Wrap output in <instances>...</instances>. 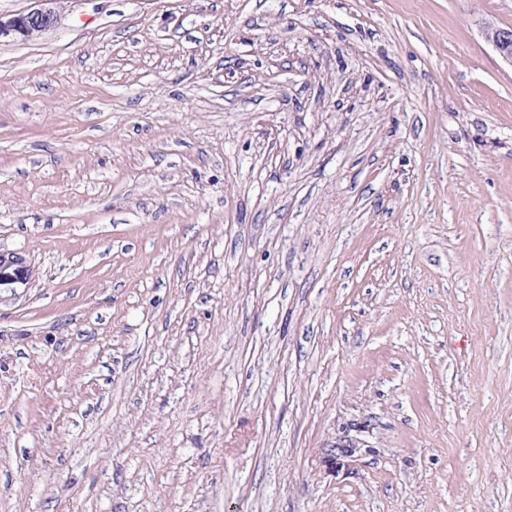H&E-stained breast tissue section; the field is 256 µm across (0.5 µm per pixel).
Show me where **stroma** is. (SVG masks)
<instances>
[{"label":"stroma","mask_w":512,"mask_h":512,"mask_svg":"<svg viewBox=\"0 0 512 512\" xmlns=\"http://www.w3.org/2000/svg\"><path fill=\"white\" fill-rule=\"evenodd\" d=\"M0 42V512H512V0H57ZM482 34L499 56L512 64V28L485 23L482 27ZM34 276V269L24 255L0 251V295H16L19 288H28Z\"/></svg>","instance_id":"stroma-1"}]
</instances>
